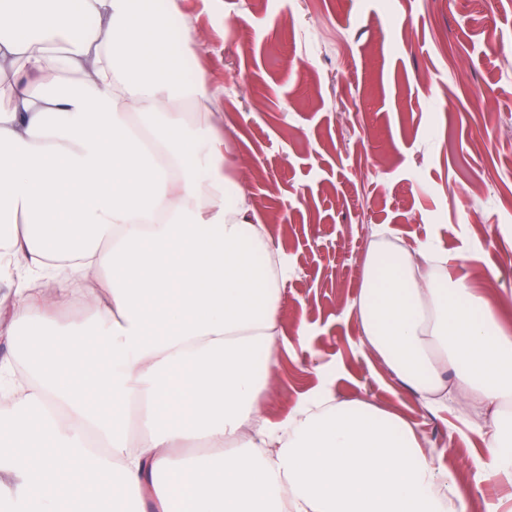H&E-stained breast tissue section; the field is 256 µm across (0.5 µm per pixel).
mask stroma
<instances>
[{"mask_svg": "<svg viewBox=\"0 0 512 512\" xmlns=\"http://www.w3.org/2000/svg\"><path fill=\"white\" fill-rule=\"evenodd\" d=\"M172 43L193 28L184 81L287 259L271 419L330 378L336 401L417 421L471 493L512 512L484 465L489 410H427L360 346L355 303L374 228L433 244L512 330V0H156ZM305 323V343L295 329Z\"/></svg>", "mask_w": 512, "mask_h": 512, "instance_id": "stroma-1", "label": "stroma"}]
</instances>
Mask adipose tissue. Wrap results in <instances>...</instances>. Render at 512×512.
Listing matches in <instances>:
<instances>
[{
	"instance_id": "obj_1",
	"label": "adipose tissue",
	"mask_w": 512,
	"mask_h": 512,
	"mask_svg": "<svg viewBox=\"0 0 512 512\" xmlns=\"http://www.w3.org/2000/svg\"><path fill=\"white\" fill-rule=\"evenodd\" d=\"M196 46L170 43L154 0H0V329L25 365H0L24 395L0 422L18 465L0 512H469L414 421L324 383L267 417L288 265L247 195L226 196L221 128L190 118L210 100L206 76L182 78ZM48 69L60 80L30 91ZM383 259L374 240L364 348L427 409H492L483 444L512 482V332L441 250Z\"/></svg>"
}]
</instances>
